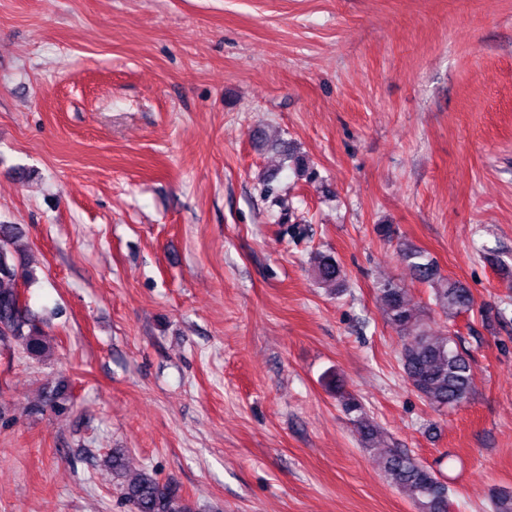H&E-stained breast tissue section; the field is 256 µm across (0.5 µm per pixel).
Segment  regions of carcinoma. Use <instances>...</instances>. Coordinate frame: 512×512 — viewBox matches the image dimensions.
<instances>
[{
    "instance_id": "carcinoma-1",
    "label": "carcinoma",
    "mask_w": 512,
    "mask_h": 512,
    "mask_svg": "<svg viewBox=\"0 0 512 512\" xmlns=\"http://www.w3.org/2000/svg\"><path fill=\"white\" fill-rule=\"evenodd\" d=\"M20 231L14 224H0V342H23L26 357L39 360L50 349L48 336L20 298L17 283L35 279V272L18 260ZM397 253L417 281L428 285L435 305L450 319L468 312L473 304L469 288L440 274L428 254L401 243ZM313 270L321 285L343 286V271L336 258L324 253L314 257ZM384 318L400 334L402 371L406 381L436 408H452L471 393V365L468 354L457 345V336L433 331L423 311L411 305L407 289L385 281L377 287ZM349 421L369 446L375 443L378 427L369 419L361 402L350 395L342 399ZM386 478L409 493L417 512H448V485L431 467L400 448L389 449L383 462ZM124 499L134 512H190L181 502L177 488L156 475L142 473L122 486ZM492 512H512V491L494 488L489 495Z\"/></svg>"
}]
</instances>
